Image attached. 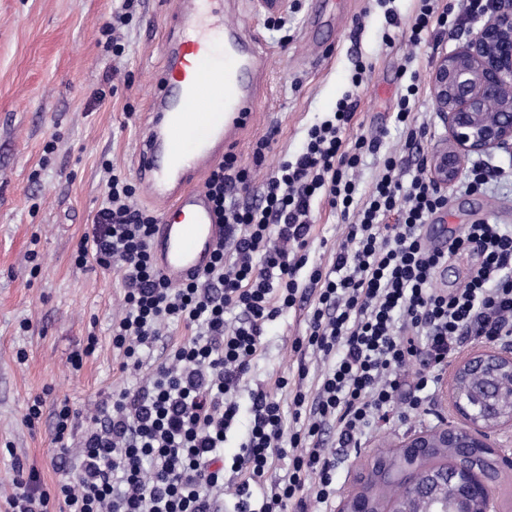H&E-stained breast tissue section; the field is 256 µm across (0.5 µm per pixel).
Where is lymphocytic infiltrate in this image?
<instances>
[{"label":"lymphocytic infiltrate","mask_w":512,"mask_h":512,"mask_svg":"<svg viewBox=\"0 0 512 512\" xmlns=\"http://www.w3.org/2000/svg\"><path fill=\"white\" fill-rule=\"evenodd\" d=\"M454 26L438 0H421L408 40L417 46L425 34ZM419 96V80L411 78L395 115L409 147L427 135L414 113ZM355 106L346 94L332 119L313 125L295 159L268 178L258 203L236 202L251 170L225 155L206 187L230 249L217 251L210 268L179 287L160 276L149 250L156 217L135 206L126 179L109 175L105 204L76 259L117 268L122 277L125 309L112 324V345L122 351L124 369H140L141 351L165 325L182 323L192 334L171 345L147 385L105 401L53 492L15 462L8 512H50L54 500L63 512H223L216 492L228 466L222 448L238 414L237 387L261 351L268 322L296 301L318 197L339 210L344 242L329 269L309 268L316 301L294 350L327 366L315 393L293 394L299 429L286 431L279 401L254 394L247 441L229 465L242 475L234 512L330 505L336 462L323 446L328 424H336L340 446L360 447L365 428L387 420L414 358L428 362L412 378L418 406L467 340L512 341V229L486 220L466 225L447 249L430 246L423 229L446 208V195L423 171L407 175L402 156L382 151L378 139L348 140ZM367 154L378 158L379 172L363 194L356 172ZM463 252L481 259L468 281L452 292L436 287L437 270ZM282 457L287 477L254 505L252 483Z\"/></svg>","instance_id":"f902f5d3"}]
</instances>
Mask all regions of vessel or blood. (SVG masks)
I'll list each match as a JSON object with an SVG mask.
<instances>
[{"mask_svg": "<svg viewBox=\"0 0 512 512\" xmlns=\"http://www.w3.org/2000/svg\"><path fill=\"white\" fill-rule=\"evenodd\" d=\"M259 42L244 38L224 0H179L169 18L135 160L143 192L159 212L150 251L170 285L204 272L224 242V226L197 180L222 161L258 109Z\"/></svg>", "mask_w": 512, "mask_h": 512, "instance_id": "vessel-or-blood-1", "label": "vessel or blood"}]
</instances>
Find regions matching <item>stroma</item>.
Here are the masks:
<instances>
[{
    "mask_svg": "<svg viewBox=\"0 0 512 512\" xmlns=\"http://www.w3.org/2000/svg\"><path fill=\"white\" fill-rule=\"evenodd\" d=\"M176 2L138 0L123 29L126 51L117 58L101 28L123 0H0V512L14 490L13 459L35 468L45 489H54L61 478L54 441L57 405L68 403L78 414L68 441L70 458H78L97 403L109 393L145 385L164 344L190 334L181 324L164 328L159 343L143 352L141 370L121 371L122 356L112 346V322L123 312L121 276L92 260L75 261L77 245L104 202L103 161H111L129 180L137 178L135 152ZM440 4L458 17V36L434 32L414 47L401 28L418 11L419 0H329L314 52L305 35L318 0H288L277 15L263 0H231L229 7L244 29L259 36L263 59L260 110L230 148L252 170V188L239 195V202L255 199L262 183L301 149L308 129L330 118L350 90L357 93V106L348 139L380 138L411 167L430 155L444 135L431 95L432 63L441 49L459 47V35L484 23L470 17L469 0ZM391 12L398 20L394 28L387 22ZM279 15L285 27H276ZM388 34L393 44L385 43ZM405 69L419 76L415 111L429 129L417 149L406 147L394 122ZM358 73L363 81L355 88L351 78ZM269 134L275 137L269 153L263 162H254L256 142ZM487 164L493 177L483 191H466L459 182L448 190L447 207L425 228L431 244L486 219L512 227V159L499 154ZM343 231L339 212L327 200H315L310 266H331ZM308 275V269L300 271L295 306L268 324L262 351L238 386L240 413L224 441L225 459L242 452L255 390L284 401L288 392L277 387L278 378L308 392L318 385L323 363L307 358L309 373L299 378L302 360L293 348L306 334L316 298ZM91 335L97 345L88 354L84 348ZM80 350L85 356L76 371L70 359ZM38 396L44 400L42 414L27 423L28 408ZM441 424L460 427L464 421L440 394L414 409L402 391L390 422L366 428L359 448H339L338 430L330 428L324 446L336 457L337 498L360 488L378 453Z\"/></svg>",
    "mask_w": 512,
    "mask_h": 512,
    "instance_id": "stroma-1",
    "label": "stroma"
}]
</instances>
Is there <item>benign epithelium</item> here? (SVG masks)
Masks as SVG:
<instances>
[{"mask_svg":"<svg viewBox=\"0 0 512 512\" xmlns=\"http://www.w3.org/2000/svg\"><path fill=\"white\" fill-rule=\"evenodd\" d=\"M487 21L466 44L434 60L431 89L446 135L426 160L430 180L447 188L474 155L504 152L512 158V0H485ZM497 105L490 113L486 106ZM472 372L492 381L512 373V351L490 347L457 364L447 397L466 427L444 426L416 433L393 453H380L370 464L365 487L347 498L339 512H382L376 491L404 492L390 512H491L495 476L462 452L485 448L499 468L512 459L495 453L490 432L512 423L488 386L469 383Z\"/></svg>","mask_w":512,"mask_h":512,"instance_id":"1","label":"benign epithelium"}]
</instances>
